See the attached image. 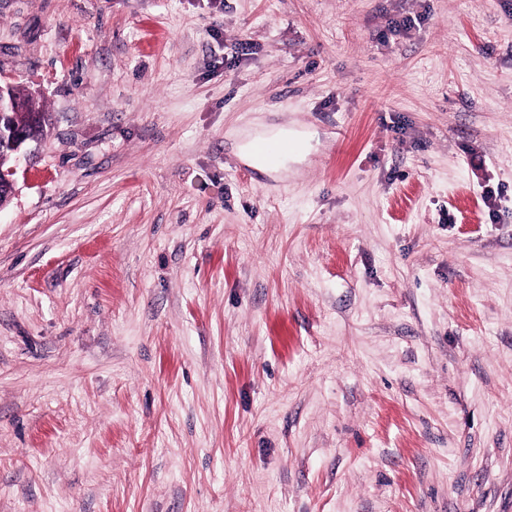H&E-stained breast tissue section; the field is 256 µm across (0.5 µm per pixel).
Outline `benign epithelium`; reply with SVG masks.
Instances as JSON below:
<instances>
[{
    "mask_svg": "<svg viewBox=\"0 0 512 512\" xmlns=\"http://www.w3.org/2000/svg\"><path fill=\"white\" fill-rule=\"evenodd\" d=\"M12 84L0 82V154L13 156V163L7 169L0 170V210L7 205L15 193L17 162L36 152L40 140L31 131L14 122L15 113L22 110L20 101L11 92Z\"/></svg>",
    "mask_w": 512,
    "mask_h": 512,
    "instance_id": "obj_1",
    "label": "benign epithelium"
}]
</instances>
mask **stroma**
Segmentation results:
<instances>
[{
	"label": "stroma",
	"mask_w": 512,
	"mask_h": 512,
	"mask_svg": "<svg viewBox=\"0 0 512 512\" xmlns=\"http://www.w3.org/2000/svg\"><path fill=\"white\" fill-rule=\"evenodd\" d=\"M0 79V512H512V0H0ZM11 87V83L0 81V154L13 156L12 165L9 157L0 156V166L4 169L8 167L0 170V211L10 202L15 193L17 162L21 157L29 158L34 155L41 142L27 127L19 126L14 122L15 113L22 110V105L17 98L26 105V111L15 116L19 124H26L30 116L36 113L41 118L39 135L42 141L48 137L51 130L48 112L45 111L40 98L18 86L13 87V94ZM298 147V142L290 138H281L275 141L260 139L253 143L252 152L261 158L275 162L296 151Z\"/></svg>",
	"instance_id": "1"
}]
</instances>
